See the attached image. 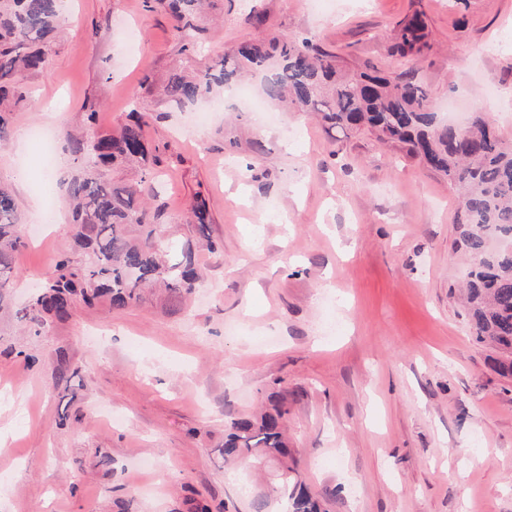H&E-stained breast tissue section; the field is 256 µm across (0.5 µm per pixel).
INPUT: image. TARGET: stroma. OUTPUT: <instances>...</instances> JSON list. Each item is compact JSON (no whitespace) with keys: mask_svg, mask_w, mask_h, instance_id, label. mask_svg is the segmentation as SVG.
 <instances>
[{"mask_svg":"<svg viewBox=\"0 0 512 512\" xmlns=\"http://www.w3.org/2000/svg\"><path fill=\"white\" fill-rule=\"evenodd\" d=\"M217 11L221 26L189 54L173 18L143 0H63L47 64L10 116L0 182L26 238L15 299L74 249L63 131L91 101L101 131L145 112L152 207L179 240L202 196L223 253L198 252L204 280L183 306L80 305L34 339L0 318V512H193L200 498L254 512L260 495L283 512L273 464L234 469L220 454L225 423L279 402L321 512H512V378L460 299L457 189L367 132L300 112L264 125L230 91L196 130L201 104L178 109L164 93L175 66L296 34L346 70L414 75L435 106L485 113L512 142V0H217ZM416 11L427 48L393 56L395 24ZM52 99L54 121L41 109ZM43 184L54 212L39 242L28 199ZM61 358L77 374L59 385ZM104 455L114 470L98 466Z\"/></svg>","mask_w":512,"mask_h":512,"instance_id":"35a3bbf8","label":"stroma"}]
</instances>
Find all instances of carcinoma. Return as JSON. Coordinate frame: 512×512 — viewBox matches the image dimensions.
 <instances>
[{"label": "carcinoma", "instance_id": "obj_1", "mask_svg": "<svg viewBox=\"0 0 512 512\" xmlns=\"http://www.w3.org/2000/svg\"><path fill=\"white\" fill-rule=\"evenodd\" d=\"M177 21L183 50L196 45L207 0H144ZM59 0H0V144L9 138V116L23 100L28 73L45 63V47L58 28ZM425 22L416 12L395 29L394 53L406 58L422 51ZM275 66L264 94L274 107L294 106L329 130H367L403 144L460 190L456 248L470 260L465 290L468 316L480 341L497 345L506 359L502 375L512 376V146L480 113L465 129L441 121L431 111L428 93L407 76L346 73L336 56L317 52L308 39L273 36L267 42L241 43L202 69L176 70L165 84L177 108L195 104L250 70ZM142 113L117 131L67 134L76 168L67 189L74 239L82 253L57 256L41 286L13 306L15 320L32 336L45 334L56 321L71 317L76 303L106 300L114 310L139 306L162 289L183 303L199 274L195 247L220 251L212 239L206 204L190 208L189 236L175 242L163 235L161 215L147 206L145 190L153 180V157L143 137ZM131 167L135 184H119L110 170ZM25 245L12 192L0 184V309L12 302L19 270L15 254ZM288 409L279 405L257 419H234L225 430L224 463L246 460L279 463L281 492L288 512H319L318 504L292 476L285 436Z\"/></svg>", "mask_w": 512, "mask_h": 512}]
</instances>
